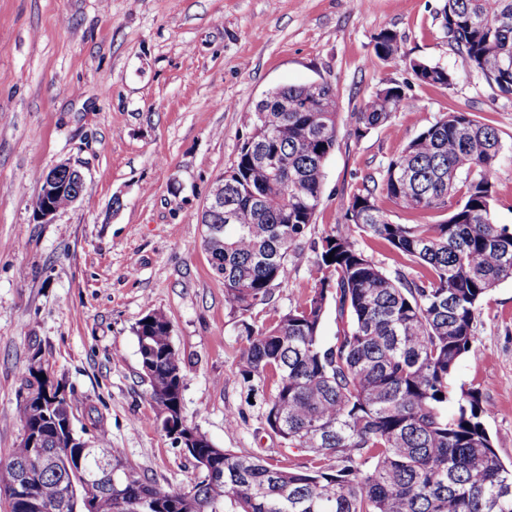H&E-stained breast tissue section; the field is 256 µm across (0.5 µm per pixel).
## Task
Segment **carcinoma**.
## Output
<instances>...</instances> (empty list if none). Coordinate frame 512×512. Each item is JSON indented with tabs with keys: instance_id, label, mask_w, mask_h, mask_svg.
<instances>
[{
	"instance_id": "carcinoma-1",
	"label": "carcinoma",
	"mask_w": 512,
	"mask_h": 512,
	"mask_svg": "<svg viewBox=\"0 0 512 512\" xmlns=\"http://www.w3.org/2000/svg\"><path fill=\"white\" fill-rule=\"evenodd\" d=\"M444 27L456 51L492 88L512 96V0H444ZM397 36L375 37L371 60L397 55ZM424 85L448 87L454 73L410 63ZM409 85L384 87L352 113L356 137L391 122L409 106ZM288 108H283V104ZM336 95L323 82L284 86L256 106L255 127L224 171V249L211 262L224 278V307L244 314L272 300L301 256L315 223L324 165L336 145ZM503 144L495 127L470 112H448L392 157L380 179H362L336 223L314 248L320 277L303 302L270 325L247 328L239 358L246 382L272 384L265 424L290 448L311 456L305 471L224 450L214 459L223 479L203 474L175 497L139 474L119 448L113 466L131 483L91 485L98 461L57 444L63 466L35 470L38 450L22 437L0 463V487L34 468L30 490L54 512H512V465L494 448L484 418L492 408L463 391L445 412L448 381L471 347L483 300L512 281V229L495 222L492 201ZM432 213L425 224L393 222L382 202ZM380 240L421 268L418 279L387 276L357 245ZM332 260H327V257ZM342 329L322 336L329 306ZM169 320L150 311L135 327L154 371L151 399L176 417L185 374ZM34 379L19 409L22 430L48 424L59 387Z\"/></svg>"
}]
</instances>
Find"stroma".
Here are the masks:
<instances>
[{
  "label": "stroma",
  "mask_w": 512,
  "mask_h": 512,
  "mask_svg": "<svg viewBox=\"0 0 512 512\" xmlns=\"http://www.w3.org/2000/svg\"><path fill=\"white\" fill-rule=\"evenodd\" d=\"M443 0H0V462L19 445L28 368L43 364L78 400L74 427L105 439L145 477L190 490L200 471L156 420L134 329L166 314L184 367L182 411L215 447L289 470L311 461L264 424L270 388L238 374L246 328L305 300L312 247L362 177L445 112L493 125L504 152L492 203L512 226V99L448 41ZM399 53L372 61L383 30ZM451 70L452 86L414 82L410 61ZM331 85L338 137L301 260L270 305L224 306L203 247L201 213L236 159L257 103L274 89ZM410 82L390 126L353 135L350 115L378 89ZM63 161L88 190L50 223L34 219L39 176ZM493 405L485 420L512 462V281L483 303L451 380Z\"/></svg>",
  "instance_id": "1"
}]
</instances>
